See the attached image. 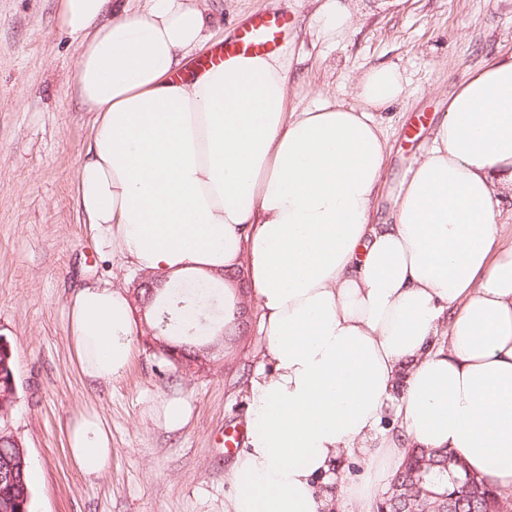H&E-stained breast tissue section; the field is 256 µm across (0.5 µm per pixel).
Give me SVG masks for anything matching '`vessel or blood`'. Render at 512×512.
Segmentation results:
<instances>
[{
  "instance_id": "1",
  "label": "vessel or blood",
  "mask_w": 512,
  "mask_h": 512,
  "mask_svg": "<svg viewBox=\"0 0 512 512\" xmlns=\"http://www.w3.org/2000/svg\"><path fill=\"white\" fill-rule=\"evenodd\" d=\"M288 30L286 15L269 13L250 17L230 40L225 41L222 51L211 57V64L233 61L242 56H264L276 53Z\"/></svg>"
}]
</instances>
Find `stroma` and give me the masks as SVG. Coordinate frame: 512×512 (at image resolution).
I'll return each instance as SVG.
<instances>
[{
  "mask_svg": "<svg viewBox=\"0 0 512 512\" xmlns=\"http://www.w3.org/2000/svg\"><path fill=\"white\" fill-rule=\"evenodd\" d=\"M324 0H199L209 44L223 42L253 14H286L283 52L288 106L314 91L353 103L368 68L398 67L406 92L381 109L390 153L386 186L427 147L448 96L470 70L512 55V0H397L382 9L358 0L357 23L340 39L318 32ZM57 0H0V335L11 343L17 402L5 427L27 449L33 512H224L232 457L219 446L226 427L247 416L246 388L265 337L249 297V333L224 339L209 373L187 376L150 354L141 334L112 384L88 387L68 339V305L88 285L129 289L136 268L98 244L76 205V172L94 113L75 95L80 40L62 29ZM187 396L192 415L167 430L154 409ZM95 408L112 434V465L83 476L67 453V431Z\"/></svg>",
  "mask_w": 512,
  "mask_h": 512,
  "instance_id": "obj_1",
  "label": "stroma"
}]
</instances>
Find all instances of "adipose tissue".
Listing matches in <instances>:
<instances>
[{
  "instance_id": "ef3b65f1",
  "label": "adipose tissue",
  "mask_w": 512,
  "mask_h": 512,
  "mask_svg": "<svg viewBox=\"0 0 512 512\" xmlns=\"http://www.w3.org/2000/svg\"><path fill=\"white\" fill-rule=\"evenodd\" d=\"M81 39L73 80L96 115L77 199L103 243L144 273L217 279L244 268L270 370L249 380L247 447L227 512H363L410 448L453 451L512 488V57L470 72L430 145L381 212L387 138L375 109L406 91L368 69L355 104L288 107V60L250 56L188 72L208 17L194 0H58ZM69 340L91 385L128 369L125 291L87 286ZM75 468L112 463L96 409L68 430ZM349 456L358 473L334 487Z\"/></svg>"
}]
</instances>
